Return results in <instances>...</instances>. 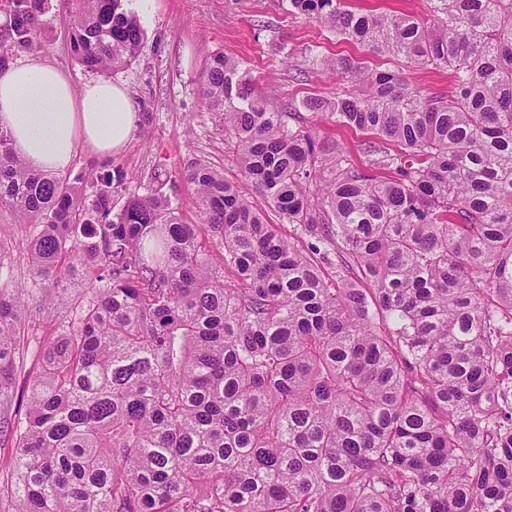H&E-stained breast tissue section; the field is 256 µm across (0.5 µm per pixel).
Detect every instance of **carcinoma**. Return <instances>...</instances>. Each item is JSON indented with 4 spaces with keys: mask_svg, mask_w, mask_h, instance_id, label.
Listing matches in <instances>:
<instances>
[{
    "mask_svg": "<svg viewBox=\"0 0 512 512\" xmlns=\"http://www.w3.org/2000/svg\"><path fill=\"white\" fill-rule=\"evenodd\" d=\"M28 2L0 68L6 43L38 48ZM286 2L450 71L452 91L304 52L356 89L303 107L370 133L361 167L212 55L203 97L237 176L183 168L198 224L160 194L112 212L110 172L86 203L0 133V212L33 229L34 277L94 272L66 310L44 300L52 335L24 396L28 303L0 288V434L16 448L0 512H512V0H428L426 18ZM143 39L122 0H76L84 69L128 66Z\"/></svg>",
    "mask_w": 512,
    "mask_h": 512,
    "instance_id": "1",
    "label": "carcinoma"
}]
</instances>
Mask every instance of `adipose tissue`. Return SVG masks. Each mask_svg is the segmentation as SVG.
Returning <instances> with one entry per match:
<instances>
[{
	"label": "adipose tissue",
	"mask_w": 512,
	"mask_h": 512,
	"mask_svg": "<svg viewBox=\"0 0 512 512\" xmlns=\"http://www.w3.org/2000/svg\"><path fill=\"white\" fill-rule=\"evenodd\" d=\"M137 121L126 88L111 79L77 85L41 60L0 71V132L32 169L66 172L82 149L110 158L126 147Z\"/></svg>",
	"instance_id": "1"
}]
</instances>
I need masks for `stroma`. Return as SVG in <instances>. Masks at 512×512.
I'll list each match as a JSON object with an SVG mask.
<instances>
[{
	"label": "stroma",
	"mask_w": 512,
	"mask_h": 512,
	"mask_svg": "<svg viewBox=\"0 0 512 512\" xmlns=\"http://www.w3.org/2000/svg\"><path fill=\"white\" fill-rule=\"evenodd\" d=\"M75 0H39L35 36L41 44L33 52L14 44L11 62L46 60L67 72L74 82L90 77L74 59L70 23ZM145 38L136 60L112 72L111 79L129 91L138 114L137 130L123 152L109 159L79 152L67 171L85 196L100 188L97 175L121 171L124 183L113 184L112 200L122 206L130 194L158 193L178 206L183 221H199L193 204L195 191L181 177V169L202 159L236 174L234 157L224 137V125L202 97L203 74L211 54L223 52L243 61L258 88L272 93L275 105L292 104L297 113L292 126L314 128L320 145L343 144L351 163L364 164L360 144L366 132L339 127L316 113L301 109L309 97H332L350 92V85L306 68L302 49L315 53H342L369 65L395 72L428 93L447 95L453 81L448 71L416 68L404 61L372 56L359 46L336 39L318 24L288 13L282 0H150L137 14ZM295 52L282 64L278 45ZM29 234L9 213L0 214V288L22 286L40 297L28 262Z\"/></svg>",
	"instance_id": "stroma-1"
}]
</instances>
